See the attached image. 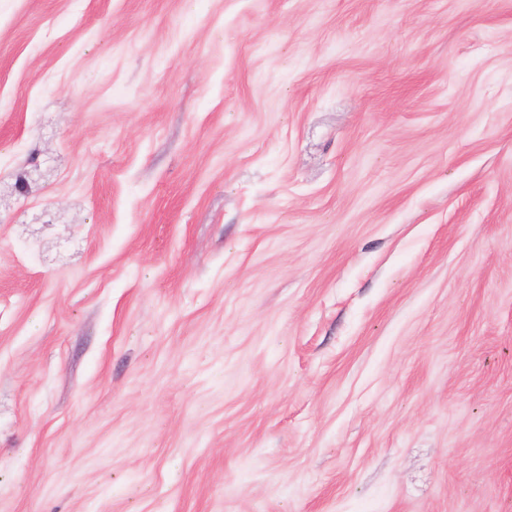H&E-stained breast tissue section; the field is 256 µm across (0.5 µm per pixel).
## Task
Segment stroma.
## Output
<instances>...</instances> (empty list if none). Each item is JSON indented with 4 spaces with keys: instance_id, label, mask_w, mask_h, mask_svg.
Returning <instances> with one entry per match:
<instances>
[{
    "instance_id": "35a3bbf8",
    "label": "stroma",
    "mask_w": 512,
    "mask_h": 512,
    "mask_svg": "<svg viewBox=\"0 0 512 512\" xmlns=\"http://www.w3.org/2000/svg\"><path fill=\"white\" fill-rule=\"evenodd\" d=\"M0 512H512V0H0Z\"/></svg>"
}]
</instances>
